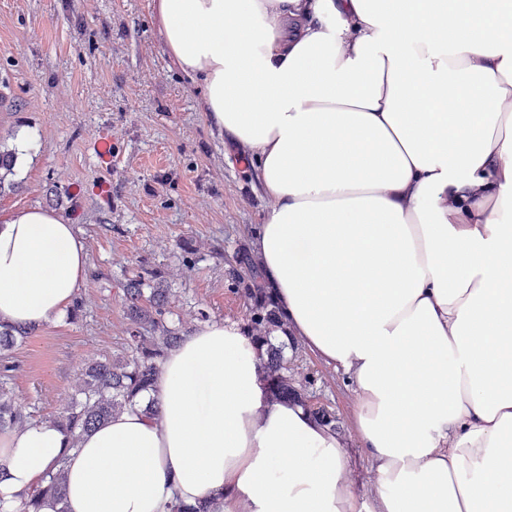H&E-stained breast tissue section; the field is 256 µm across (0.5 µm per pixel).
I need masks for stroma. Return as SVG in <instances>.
Instances as JSON below:
<instances>
[{
    "mask_svg": "<svg viewBox=\"0 0 512 512\" xmlns=\"http://www.w3.org/2000/svg\"><path fill=\"white\" fill-rule=\"evenodd\" d=\"M154 0H0V138L23 144L19 190L0 191V216L49 208L87 245L89 276L77 321L38 327L10 353L6 387L33 421L70 402L85 361L126 351L122 288L158 266L171 290L169 324L200 312L244 324L232 281L271 206L252 161L206 122L202 93L169 59ZM199 251L187 267L176 243ZM317 405L346 424L354 395L307 351L289 363Z\"/></svg>",
    "mask_w": 512,
    "mask_h": 512,
    "instance_id": "stroma-1",
    "label": "stroma"
}]
</instances>
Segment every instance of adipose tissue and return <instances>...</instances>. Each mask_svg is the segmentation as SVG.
Wrapping results in <instances>:
<instances>
[{"instance_id":"ef3b65f1","label":"adipose tissue","mask_w":512,"mask_h":512,"mask_svg":"<svg viewBox=\"0 0 512 512\" xmlns=\"http://www.w3.org/2000/svg\"><path fill=\"white\" fill-rule=\"evenodd\" d=\"M165 52L272 205L259 274L291 341L342 372L348 423L276 401L212 320L67 450L0 431V499L51 470L66 512H512V0H155ZM87 278L65 218L0 219V323L45 325ZM368 463L354 490L351 443Z\"/></svg>"}]
</instances>
